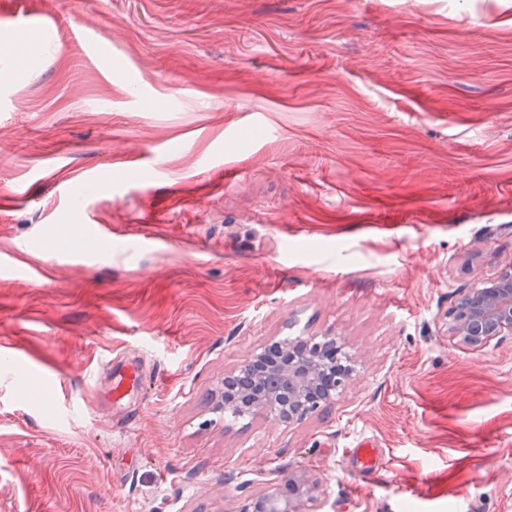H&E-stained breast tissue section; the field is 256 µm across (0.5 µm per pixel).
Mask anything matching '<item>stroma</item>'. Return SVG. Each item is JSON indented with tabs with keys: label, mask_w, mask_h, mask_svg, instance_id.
I'll return each mask as SVG.
<instances>
[{
	"label": "stroma",
	"mask_w": 512,
	"mask_h": 512,
	"mask_svg": "<svg viewBox=\"0 0 512 512\" xmlns=\"http://www.w3.org/2000/svg\"><path fill=\"white\" fill-rule=\"evenodd\" d=\"M84 205L121 239L56 259ZM1 256L0 512H240L291 472L325 512H512V337L446 318L512 259V0H0ZM329 333L325 410H210Z\"/></svg>",
	"instance_id": "1"
}]
</instances>
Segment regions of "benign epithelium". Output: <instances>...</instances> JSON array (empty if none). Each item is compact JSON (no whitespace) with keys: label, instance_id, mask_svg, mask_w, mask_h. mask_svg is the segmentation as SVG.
<instances>
[{"label":"benign epithelium","instance_id":"1","mask_svg":"<svg viewBox=\"0 0 512 512\" xmlns=\"http://www.w3.org/2000/svg\"><path fill=\"white\" fill-rule=\"evenodd\" d=\"M458 299L448 307V338L453 344L482 350L512 336V261L498 266L495 276L477 278L458 288ZM336 348L347 362L341 337L329 334L281 342V356L264 360L265 353L247 358L237 374L224 378L211 393L212 411L224 412L244 398H252L249 413L263 414L288 425L300 422L322 406L332 403L353 373L349 367L344 381L327 388L332 362L324 355V344ZM327 495L320 482L305 473H291L257 495L246 499L240 512H323Z\"/></svg>","mask_w":512,"mask_h":512}]
</instances>
